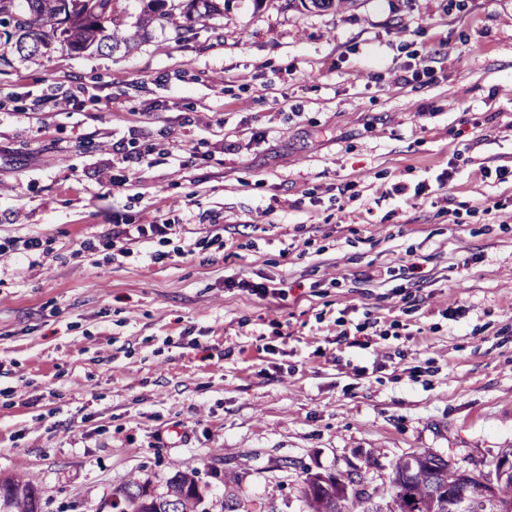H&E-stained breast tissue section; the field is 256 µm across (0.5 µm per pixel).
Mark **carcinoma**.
Listing matches in <instances>:
<instances>
[{
    "instance_id": "obj_1",
    "label": "carcinoma",
    "mask_w": 512,
    "mask_h": 512,
    "mask_svg": "<svg viewBox=\"0 0 512 512\" xmlns=\"http://www.w3.org/2000/svg\"><path fill=\"white\" fill-rule=\"evenodd\" d=\"M317 11L351 6L357 0H288ZM122 0H0V65L39 58L22 53L19 46L34 34L49 32L62 37L74 55L88 51H129L139 31L171 25L179 42L196 37L195 23L224 13L221 0H182L171 11L167 0H141L143 7L134 27L125 22ZM393 512H455L453 502L463 501L465 512H512V471L489 479L482 472L451 466L443 457L424 450L398 459L392 466ZM352 476L306 473L302 495L311 512H380L362 507L366 498L354 489ZM163 495L146 482L131 481L118 491L128 512H168L166 500L178 504L177 512H209L196 474L175 472ZM40 491L19 475L0 479V512H40Z\"/></svg>"
}]
</instances>
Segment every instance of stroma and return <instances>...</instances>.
Masks as SVG:
<instances>
[{"mask_svg":"<svg viewBox=\"0 0 512 512\" xmlns=\"http://www.w3.org/2000/svg\"><path fill=\"white\" fill-rule=\"evenodd\" d=\"M48 94L66 109L36 111ZM502 166L512 0H229L187 45L153 27L1 71L0 473L43 512L179 470L210 512L230 474L242 512H309V471L390 512L398 458L493 472L512 447ZM116 222L172 230L123 249ZM346 307L392 335L337 344Z\"/></svg>","mask_w":512,"mask_h":512,"instance_id":"1","label":"stroma"}]
</instances>
